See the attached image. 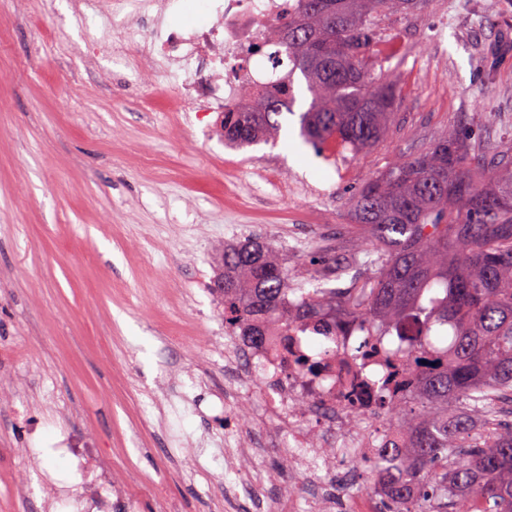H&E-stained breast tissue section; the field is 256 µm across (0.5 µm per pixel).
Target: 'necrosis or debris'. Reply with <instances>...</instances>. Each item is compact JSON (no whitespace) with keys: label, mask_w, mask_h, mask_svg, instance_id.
I'll return each mask as SVG.
<instances>
[{"label":"necrosis or debris","mask_w":512,"mask_h":512,"mask_svg":"<svg viewBox=\"0 0 512 512\" xmlns=\"http://www.w3.org/2000/svg\"><path fill=\"white\" fill-rule=\"evenodd\" d=\"M292 0H207L208 22L172 28L164 23L171 0H83L86 9L122 15L111 34L115 48H132L141 65L154 72L174 73L175 104L183 112H221L239 101L244 87L280 76L288 66L283 47L272 41L269 28L288 13ZM151 21L140 27L139 19ZM311 329L283 332L271 327L260 347L235 337L224 343V406L233 408L258 391L265 413L283 431L281 447L310 478L325 474L354 475L380 443L404 446L389 424L390 407L375 398L351 405L344 395L358 369L347 358L361 330L327 339L334 356L319 354L309 344ZM59 455L76 461L84 480L71 487L56 486L44 477L51 503L69 512H112L115 502L134 505L137 491L113 485L103 474L96 452L64 437Z\"/></svg>","instance_id":"obj_1"}]
</instances>
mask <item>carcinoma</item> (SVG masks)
Returning <instances> with one entry per match:
<instances>
[{"label": "carcinoma", "instance_id": "obj_1", "mask_svg": "<svg viewBox=\"0 0 512 512\" xmlns=\"http://www.w3.org/2000/svg\"><path fill=\"white\" fill-rule=\"evenodd\" d=\"M427 0H295L270 35L290 69L246 87L224 112V145L278 139L294 114L295 73L311 99L299 135L318 157L372 150L398 120L399 89L374 74L377 19L417 15ZM355 244L320 275L294 281L264 240L224 246V324L263 343L265 328L308 324L326 336L367 326L353 361L383 369L365 387L397 405L405 449L383 445L366 489L381 512H512V149L460 129L425 152L396 160L349 197ZM375 268L368 288L362 270ZM349 279L341 287L337 282ZM414 330L430 350L408 360L372 338L378 326Z\"/></svg>", "mask_w": 512, "mask_h": 512}]
</instances>
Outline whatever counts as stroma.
<instances>
[{"label": "stroma", "instance_id": "1", "mask_svg": "<svg viewBox=\"0 0 512 512\" xmlns=\"http://www.w3.org/2000/svg\"><path fill=\"white\" fill-rule=\"evenodd\" d=\"M73 0H0V512H45L41 477L79 482L60 436L91 439L138 512H255L225 482L262 473L279 512L308 476L274 446L227 471L224 317L212 285L225 243L262 237L294 278L337 254L346 198L470 116L471 137L512 145V0H430L382 15L400 54L375 73L401 89L390 136L327 161L299 136L225 147L216 112H181L174 78L141 73Z\"/></svg>", "mask_w": 512, "mask_h": 512}]
</instances>
